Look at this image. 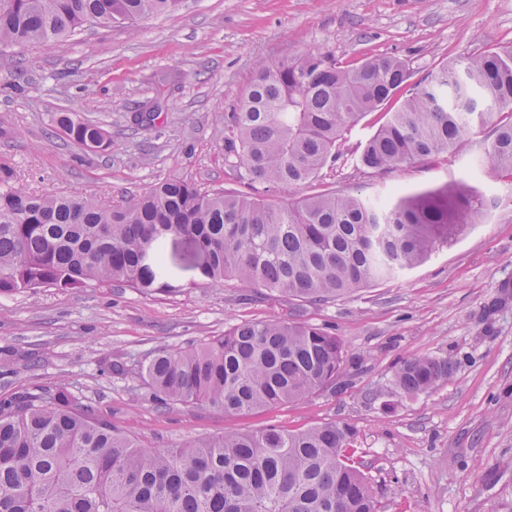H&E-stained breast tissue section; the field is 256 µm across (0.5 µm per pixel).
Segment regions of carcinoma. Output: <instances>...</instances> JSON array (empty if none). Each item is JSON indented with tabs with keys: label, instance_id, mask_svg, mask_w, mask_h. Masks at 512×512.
I'll use <instances>...</instances> for the list:
<instances>
[{
	"label": "carcinoma",
	"instance_id": "1",
	"mask_svg": "<svg viewBox=\"0 0 512 512\" xmlns=\"http://www.w3.org/2000/svg\"><path fill=\"white\" fill-rule=\"evenodd\" d=\"M178 0H0V50L65 39L87 26L132 24ZM410 77L388 56L342 65L324 51L261 64L229 115L225 160L254 181L296 188L336 158L346 133ZM478 126L487 165L512 174V45L443 65L366 141L360 165L384 172L451 151ZM53 132L108 151L102 125L56 112ZM0 295L44 287L165 286L160 242L189 236L202 276L228 278L312 304L329 303L424 261L477 215L467 183L385 205L325 192L285 206L169 179L106 208L87 197L10 186L0 166ZM340 339L303 319L241 322L191 348L145 357L141 379L162 405L247 415L336 387ZM446 359L404 361L405 395L448 379ZM328 423L274 427L181 448H145L85 405L49 391L0 400V512H379L350 448Z\"/></svg>",
	"mask_w": 512,
	"mask_h": 512
}]
</instances>
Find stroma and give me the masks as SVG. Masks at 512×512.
Wrapping results in <instances>:
<instances>
[{
    "label": "stroma",
    "instance_id": "1",
    "mask_svg": "<svg viewBox=\"0 0 512 512\" xmlns=\"http://www.w3.org/2000/svg\"><path fill=\"white\" fill-rule=\"evenodd\" d=\"M512 45V0H180L128 27L88 28L61 42L0 54V165L29 190L115 204L173 178L282 205L323 190L379 202L466 181L484 206L456 238L412 269L327 304L231 280L211 286L192 241L165 239V292L113 284L0 295V398L63 391L151 448H178L269 426L344 423L380 512H512V178L488 169V130L451 153L386 171L363 169L359 148L395 110L367 114L319 177L294 189L250 181L224 160V113L259 64L311 49L340 64L405 60L413 89L442 64ZM155 108L151 126L132 121ZM101 123L110 151L91 155L53 136L51 115ZM302 319L338 336L336 387L237 416L155 403L140 359L222 335L242 321ZM452 363L447 381L400 392L397 365Z\"/></svg>",
    "mask_w": 512,
    "mask_h": 512
}]
</instances>
